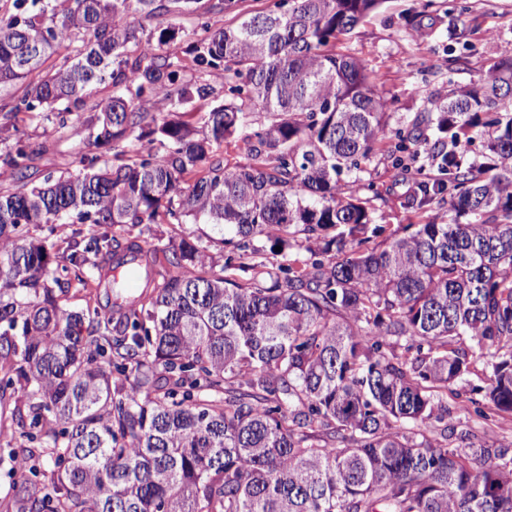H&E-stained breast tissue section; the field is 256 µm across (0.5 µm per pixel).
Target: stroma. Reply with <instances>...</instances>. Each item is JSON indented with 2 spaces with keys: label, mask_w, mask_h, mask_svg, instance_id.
Listing matches in <instances>:
<instances>
[{
  "label": "stroma",
  "mask_w": 512,
  "mask_h": 512,
  "mask_svg": "<svg viewBox=\"0 0 512 512\" xmlns=\"http://www.w3.org/2000/svg\"><path fill=\"white\" fill-rule=\"evenodd\" d=\"M465 16L474 45L466 72L448 70L447 11L451 0H385L341 40L344 51L362 59L379 78L387 99L391 127L412 118L431 103L444 99L452 86L483 85L490 67L512 44V0H466ZM90 114L73 112L64 129H55L42 118L18 115L15 136L29 142L37 153L28 170L31 184H41L48 175L78 173L84 158L107 156L89 136ZM373 183L378 196L373 199L375 221L386 232L404 224H423L438 213V206L421 210L406 208L413 193L412 183L401 180L383 160H373Z\"/></svg>",
  "instance_id": "1"
}]
</instances>
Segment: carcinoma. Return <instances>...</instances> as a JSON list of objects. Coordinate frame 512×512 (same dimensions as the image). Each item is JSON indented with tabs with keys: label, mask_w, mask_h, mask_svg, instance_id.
Instances as JSON below:
<instances>
[{
	"label": "carcinoma",
	"mask_w": 512,
	"mask_h": 512,
	"mask_svg": "<svg viewBox=\"0 0 512 512\" xmlns=\"http://www.w3.org/2000/svg\"><path fill=\"white\" fill-rule=\"evenodd\" d=\"M242 3L13 0L0 13V86L38 73L0 117V177L14 181L0 193V394L18 433L8 456L32 475L0 512H512V444L471 430L448 443V395L476 350L489 375L470 402L486 422L512 414V48L483 87H456L382 150L378 77L337 42L384 0ZM467 10L448 9L456 73ZM169 15L198 19L180 55L164 51L175 30L144 26ZM107 78L112 96L87 102ZM64 101L93 113L112 163L31 186L36 150L9 143L12 119L63 128ZM259 113L254 162L225 164L224 143ZM477 140L471 161L460 149ZM380 150L416 185L409 208L446 204L451 218L367 235L370 200L341 175L361 181ZM70 218L201 221L221 238L150 248L76 232L52 270L24 229ZM262 237L296 259L254 262Z\"/></svg>",
	"instance_id": "1"
}]
</instances>
